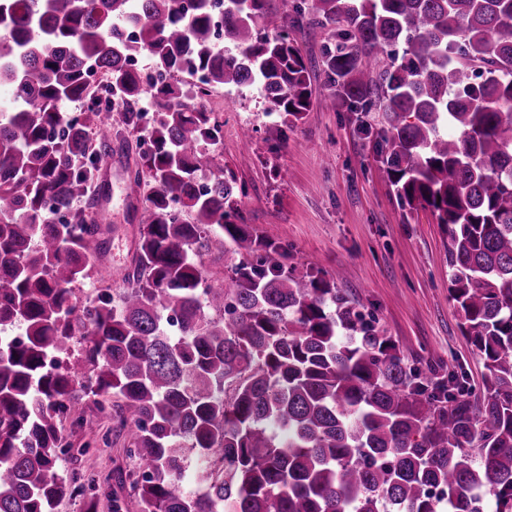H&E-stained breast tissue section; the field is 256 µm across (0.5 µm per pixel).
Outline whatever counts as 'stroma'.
<instances>
[{
	"label": "stroma",
	"mask_w": 512,
	"mask_h": 512,
	"mask_svg": "<svg viewBox=\"0 0 512 512\" xmlns=\"http://www.w3.org/2000/svg\"><path fill=\"white\" fill-rule=\"evenodd\" d=\"M286 25L310 64L312 106L301 122L288 128L274 123L254 88L217 86L207 102L224 122L217 154L245 190L247 223L277 239L298 271L335 273L338 288L400 344L409 365L431 379L463 376L472 407L480 408L486 369L448 297L443 226L430 211L401 204L373 140L358 133L354 113L327 106L333 92L321 65L327 30L291 18ZM246 127L253 130L247 144L241 140ZM111 161L110 257L93 272L116 296L134 266L140 226L123 191L134 158L116 146ZM85 415L87 424L66 429L79 455L63 457L58 469L99 476L105 493L97 512H111L112 496L128 495L118 473L132 464L122 442L106 441L111 423L96 415L93 402H86Z\"/></svg>",
	"instance_id": "1"
}]
</instances>
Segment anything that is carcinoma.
<instances>
[{"instance_id": "1", "label": "carcinoma", "mask_w": 512, "mask_h": 512, "mask_svg": "<svg viewBox=\"0 0 512 512\" xmlns=\"http://www.w3.org/2000/svg\"><path fill=\"white\" fill-rule=\"evenodd\" d=\"M291 14L333 26L332 105L382 113L399 199L448 234V292L487 369L476 412L464 377L432 386L335 276L297 273L244 223L209 150L218 120L182 96L202 72L301 120ZM144 53L167 79L144 82ZM1 86L0 512L68 495L96 512V480L57 471L89 395L117 420L140 512H512V0H283L280 16L224 0L221 21L212 0H0ZM114 121L146 132L137 258L120 303L101 288L82 307ZM214 249L234 255L222 286ZM187 448L201 495L180 488Z\"/></svg>"}]
</instances>
